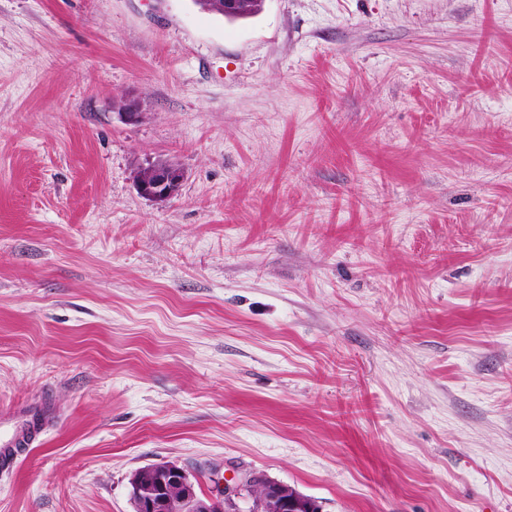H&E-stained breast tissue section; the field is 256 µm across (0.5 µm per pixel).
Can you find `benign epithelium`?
Segmentation results:
<instances>
[{
  "label": "benign epithelium",
  "mask_w": 512,
  "mask_h": 512,
  "mask_svg": "<svg viewBox=\"0 0 512 512\" xmlns=\"http://www.w3.org/2000/svg\"><path fill=\"white\" fill-rule=\"evenodd\" d=\"M182 181L177 164L157 160L143 168L137 188L143 197L163 201L176 194ZM130 487L135 512H237L235 499L241 496L251 499L250 512H320L314 500L259 472L247 473L233 486L224 485L219 500L200 497L186 472L168 462L139 469Z\"/></svg>",
  "instance_id": "1"
}]
</instances>
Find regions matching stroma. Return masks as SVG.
<instances>
[{
	"instance_id": "stroma-1",
	"label": "stroma",
	"mask_w": 512,
	"mask_h": 512,
	"mask_svg": "<svg viewBox=\"0 0 512 512\" xmlns=\"http://www.w3.org/2000/svg\"><path fill=\"white\" fill-rule=\"evenodd\" d=\"M42 399L0 512L161 461L512 512V0H0V408ZM182 181L183 172L177 164L157 160L143 168L137 179V188L143 197L163 201L176 194Z\"/></svg>"
}]
</instances>
